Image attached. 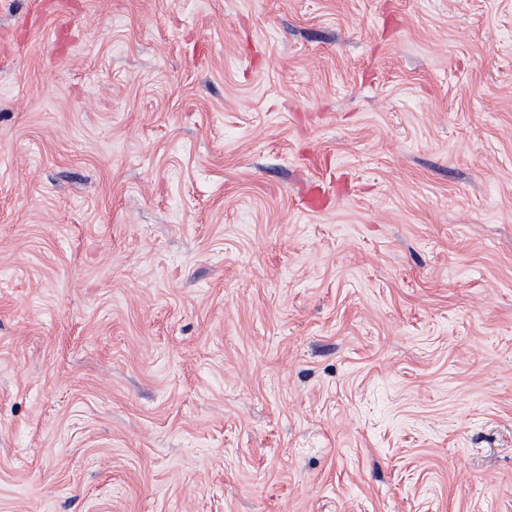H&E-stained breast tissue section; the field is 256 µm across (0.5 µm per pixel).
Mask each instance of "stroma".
I'll use <instances>...</instances> for the list:
<instances>
[{
  "label": "stroma",
  "mask_w": 512,
  "mask_h": 512,
  "mask_svg": "<svg viewBox=\"0 0 512 512\" xmlns=\"http://www.w3.org/2000/svg\"><path fill=\"white\" fill-rule=\"evenodd\" d=\"M0 512H512V0H0Z\"/></svg>",
  "instance_id": "obj_1"
}]
</instances>
